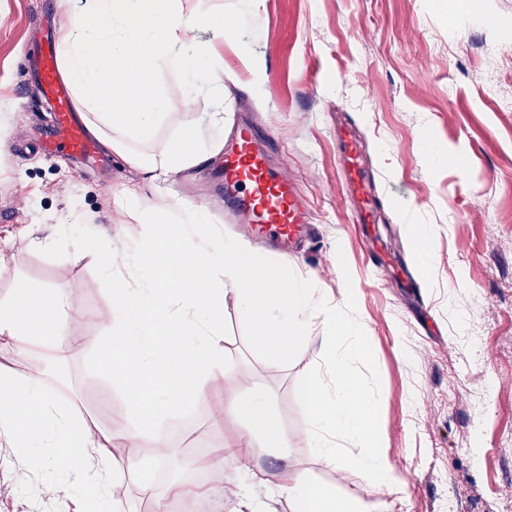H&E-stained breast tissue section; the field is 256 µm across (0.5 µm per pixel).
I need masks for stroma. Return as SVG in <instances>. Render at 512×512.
<instances>
[{
    "label": "stroma",
    "instance_id": "obj_1",
    "mask_svg": "<svg viewBox=\"0 0 512 512\" xmlns=\"http://www.w3.org/2000/svg\"><path fill=\"white\" fill-rule=\"evenodd\" d=\"M224 14L198 32L222 43L231 77L224 95V127L239 112L254 114L275 132L274 159L297 179L318 235L281 257L261 241L259 257L288 272L311 276L321 302L357 298L349 319L368 336V356L356 375L379 395L377 437L401 481L378 494L366 479L318 464L303 443L290 464L253 449L266 485L250 497L263 512H288L269 488L289 468L390 512H512V112L496 106L512 96V0H223ZM75 0H0V302L16 283L36 288L65 284L84 316L72 322V345L59 358L17 356L11 371L37 377L64 403L121 429L132 407L95 343L112 316L116 283L96 257L74 247L97 240L108 250L153 246L148 225L132 222L113 198L139 172L101 147L105 165L44 155L38 135L53 114L39 91L36 46L44 28H60ZM250 62H243L240 48ZM156 79L174 100L151 146H170L178 128L209 125L206 95L177 107L182 87L170 70ZM359 132L375 177L381 218L391 231L355 221L345 194L336 143L338 123ZM461 157V165L429 168L428 146ZM217 159L189 167L169 185L171 197L202 205L225 238H235L219 201ZM434 232L430 265H422L410 232ZM53 238V250L43 242ZM234 300L224 304L223 393L243 385L267 388L283 427L300 432L304 379L323 371L316 352L326 331L314 326L288 359L269 364L249 337ZM213 402L183 409L163 430L165 464L145 461L111 486L116 512H155L138 496L140 475L165 488L174 477L204 486L206 503L233 512L215 467L173 474L171 463L235 443L232 420L215 423ZM17 459L0 447V512H26L31 484H42L49 512L60 497L84 496L64 472L28 461L29 482L14 483Z\"/></svg>",
    "mask_w": 512,
    "mask_h": 512
}]
</instances>
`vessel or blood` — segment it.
<instances>
[{"label":"vessel or blood","mask_w":512,"mask_h":512,"mask_svg":"<svg viewBox=\"0 0 512 512\" xmlns=\"http://www.w3.org/2000/svg\"><path fill=\"white\" fill-rule=\"evenodd\" d=\"M39 54L41 93L55 112L51 128L41 139L42 151L98 160L96 143L75 116L72 91L60 74L59 51L52 36L43 35ZM273 142L270 131L247 122L237 126L224 149V217L250 225L259 236L286 247L310 234V210L295 178L271 167ZM345 153L344 184L362 204L363 223H372V193L356 135H346Z\"/></svg>","instance_id":"1"}]
</instances>
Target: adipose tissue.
Here are the masks:
<instances>
[{
	"label": "adipose tissue",
	"instance_id": "obj_1",
	"mask_svg": "<svg viewBox=\"0 0 512 512\" xmlns=\"http://www.w3.org/2000/svg\"><path fill=\"white\" fill-rule=\"evenodd\" d=\"M210 23V12L195 0H84L58 32L62 73L87 130L149 182L203 165L224 147V57L215 44L189 38ZM164 62L177 67L184 103L206 89L215 110L207 131L183 126L165 152L149 156L140 147L156 138L171 106L152 80ZM117 203L137 223L151 225L156 239L154 247L132 249L122 258L129 279L116 290L112 319L100 339L115 360L114 373L129 392L134 416L116 431L91 424L40 380L5 370L0 436L25 455L55 440L56 452L40 457V464L92 478L81 512H98L110 480L140 466L145 440L165 445L162 430L173 413L168 404L141 415L145 382L157 380L169 403L184 405L208 398L223 382L224 303L231 298L270 364L281 363L314 322L328 332L321 344L325 373L308 377L301 387V433L280 425L263 387L248 386L218 404L213 418L236 421L237 447L267 448L284 462L289 448L302 442L315 449L320 464L368 479L378 492L399 485L376 436L378 398L353 371L367 356L361 327L340 307L317 304L310 279L261 263L247 240L224 238L204 208L178 202L164 209L147 206L137 185L122 189ZM74 311L63 285L47 294L24 288L22 297L0 303V354L44 348L61 354ZM342 439L357 446L358 454L343 457ZM274 493L287 499L290 512H373L371 505L337 494L302 470Z\"/></svg>",
	"mask_w": 512,
	"mask_h": 512
}]
</instances>
